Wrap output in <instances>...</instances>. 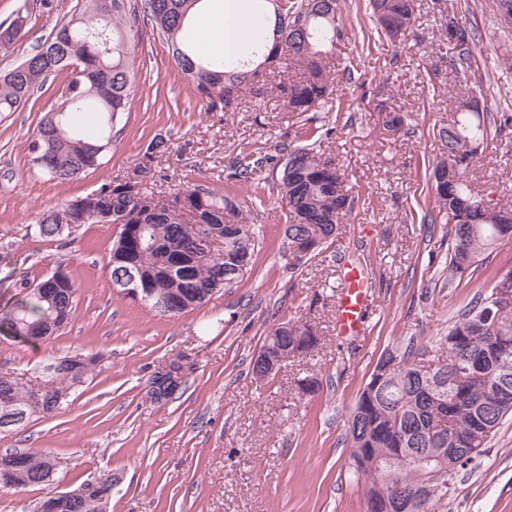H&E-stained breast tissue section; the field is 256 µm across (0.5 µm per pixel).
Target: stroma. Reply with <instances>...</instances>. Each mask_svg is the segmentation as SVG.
<instances>
[{"mask_svg":"<svg viewBox=\"0 0 512 512\" xmlns=\"http://www.w3.org/2000/svg\"><path fill=\"white\" fill-rule=\"evenodd\" d=\"M55 2L49 13L37 0H0V21L19 9L28 16L24 35L0 52V73L26 59L77 0ZM443 7L478 31L468 75L431 52L444 34ZM338 9L347 36L332 58L343 111L320 150L359 201L338 240L300 261L288 251L278 180L285 145L303 142L302 115L273 95L248 97L233 112L208 111L158 34L138 40L141 78L99 168L59 182L30 165L28 139L55 106L56 83L18 111L0 113V246L27 258L38 278L65 263L79 286L71 322L51 338L31 343L0 331V373L36 389L53 359L103 358L53 415L32 414L20 429L0 433V454L41 450L56 460L47 484L0 488V512H33L43 497L104 470L117 478L110 512H366V485L349 473L342 443L356 398L382 354L410 345L431 350L474 295L472 286L448 283L447 224L425 219L434 209L430 166L443 152L433 129L447 125L461 96L512 113V67L503 64L512 59V30L497 24L493 0H416L414 35L398 44L374 35L369 0H339ZM391 114L404 120L399 133L383 126ZM156 137L168 145L152 188L157 198L202 184L223 191L259 231L245 278L175 317L113 289L106 262L116 225H81L68 245L37 229L44 212L126 176ZM252 155L265 164L250 181L229 179V166ZM469 180L512 204V133L488 145ZM341 259L368 274L364 328L352 336L336 331ZM291 318L317 327L318 352L290 358L273 380L256 382L252 357L266 332ZM181 355L191 362L180 393L152 403L149 376ZM307 375L320 382L310 396L295 385ZM433 509L512 512V416Z\"/></svg>","mask_w":512,"mask_h":512,"instance_id":"obj_1","label":"stroma"}]
</instances>
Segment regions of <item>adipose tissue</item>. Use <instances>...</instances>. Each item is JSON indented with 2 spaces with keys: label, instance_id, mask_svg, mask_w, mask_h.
<instances>
[{
  "label": "adipose tissue",
  "instance_id": "obj_1",
  "mask_svg": "<svg viewBox=\"0 0 512 512\" xmlns=\"http://www.w3.org/2000/svg\"><path fill=\"white\" fill-rule=\"evenodd\" d=\"M249 11L246 0H198L191 23L208 37V48L219 54L242 50L249 40L248 35L238 34L232 19L242 17Z\"/></svg>",
  "mask_w": 512,
  "mask_h": 512
}]
</instances>
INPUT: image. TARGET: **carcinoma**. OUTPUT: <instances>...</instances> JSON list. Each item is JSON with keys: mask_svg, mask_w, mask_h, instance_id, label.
<instances>
[{"mask_svg": "<svg viewBox=\"0 0 512 512\" xmlns=\"http://www.w3.org/2000/svg\"><path fill=\"white\" fill-rule=\"evenodd\" d=\"M199 0H147L152 30L170 43L173 59L194 95L206 100L211 112H229L242 103L245 91L258 95L280 92L288 111L304 114L341 111L333 97L334 78L327 62L328 48L345 38L337 18V0H287L268 13L272 0H250L254 33L248 56L257 66L236 55L209 59L200 56L183 31L188 11ZM84 0L83 8L64 20L24 63L23 71L0 74V112H15L27 104L48 81L64 74L56 106L46 112L27 150L32 167L53 180L68 181L100 165L109 152L117 119L129 110L137 81L136 33L140 15L131 0ZM377 29L393 41L409 38L414 25V0H371ZM456 43L446 36L439 48L450 55L461 75L474 66L476 33L460 23ZM273 61V67L262 65ZM512 126V114L498 117L478 104L456 103V116L437 135L444 146L432 166L431 190L438 213L452 225L448 252V282L475 285L473 301L460 310L446 335L436 340V358L425 360L415 351L382 356L359 392L349 415L344 444L348 467L368 481L367 492L392 484L395 501L377 512H430L432 502L448 495L454 475L485 447L504 417L512 415V304L496 305L505 288L512 289V266L482 283L473 276L484 257L512 244V206L498 202L491 215L485 197L473 194L467 180L478 152L491 137ZM168 150L162 139L145 149L146 163L133 175L116 178L99 189L72 200L61 211H49L38 224L39 235L54 240L61 218L70 214L76 224H116L107 270L112 286L120 274L137 269L149 306L161 299L173 301L180 313L207 303L224 290L227 279L240 280L252 268L258 240L251 225L230 216L236 209L224 193L205 185L179 190L171 203L158 205L147 184L155 178L150 165ZM268 161L232 163L231 177L251 179L252 169ZM281 199L288 208L285 235L292 254L303 258L331 243L349 222L354 198L334 161L308 146L288 148L279 179ZM223 226L224 252L206 253L200 244L204 230L184 222ZM6 272L0 288L14 290L9 305L0 308V330L14 338L36 342L67 326L72 318L78 285L64 265L36 280L19 259L0 253ZM314 326L300 319L272 327L261 348L283 361L318 350ZM48 391L39 410L51 415L70 389L84 382V360L63 357L49 363ZM0 386L10 398L0 402V432L22 427L33 413L32 393L7 374ZM178 394L164 376L148 378L147 397L167 402ZM460 448L456 456L448 449ZM16 488L39 486L52 474L53 456L23 453ZM112 473L96 479V488L69 512H108Z\"/></svg>", "mask_w": 512, "mask_h": 512, "instance_id": "cac0c4a2", "label": "carcinoma"}]
</instances>
